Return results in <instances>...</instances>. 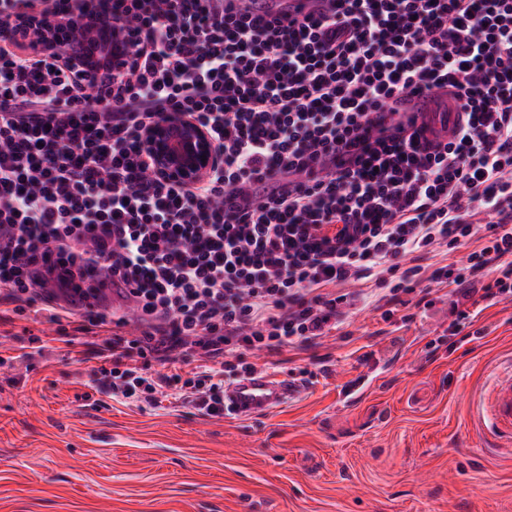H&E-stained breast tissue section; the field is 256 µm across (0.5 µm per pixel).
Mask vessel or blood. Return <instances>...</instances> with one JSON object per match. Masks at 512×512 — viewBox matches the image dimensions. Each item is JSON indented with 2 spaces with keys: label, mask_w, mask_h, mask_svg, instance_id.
<instances>
[{
  "label": "vessel or blood",
  "mask_w": 512,
  "mask_h": 512,
  "mask_svg": "<svg viewBox=\"0 0 512 512\" xmlns=\"http://www.w3.org/2000/svg\"><path fill=\"white\" fill-rule=\"evenodd\" d=\"M243 5L251 17L285 20L325 13L329 0H244ZM297 391L292 381L256 373L225 387L224 407L238 416L268 412L290 402ZM472 413L485 434L501 447H512V359L493 380L489 395L476 400Z\"/></svg>",
  "instance_id": "vessel-or-blood-1"
}]
</instances>
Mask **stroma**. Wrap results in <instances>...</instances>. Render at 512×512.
<instances>
[{"mask_svg": "<svg viewBox=\"0 0 512 512\" xmlns=\"http://www.w3.org/2000/svg\"><path fill=\"white\" fill-rule=\"evenodd\" d=\"M391 320L357 306L320 344L256 357L299 395L270 412L209 417L99 393L90 363L34 309L0 325V512H512V451L472 415L512 357V301L448 341V290ZM356 378L357 399L344 395Z\"/></svg>", "mask_w": 512, "mask_h": 512, "instance_id": "1", "label": "stroma"}]
</instances>
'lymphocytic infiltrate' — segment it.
Listing matches in <instances>:
<instances>
[{
  "label": "lymphocytic infiltrate",
  "instance_id": "f902f5d3",
  "mask_svg": "<svg viewBox=\"0 0 512 512\" xmlns=\"http://www.w3.org/2000/svg\"><path fill=\"white\" fill-rule=\"evenodd\" d=\"M332 2L284 26L234 0H112L134 61L100 85L27 57L37 30L0 39V307L39 301L74 338L103 337L92 373L113 397L217 417L213 360L253 374L255 352L316 342L357 302L387 320L437 283L454 337L469 306L512 301V0ZM443 89L455 137L427 142L398 105ZM167 112L217 144L201 183L167 181L141 149ZM462 247L463 264H422ZM115 277L130 308L105 303ZM175 359L202 366L148 370Z\"/></svg>",
  "mask_w": 512,
  "mask_h": 512
}]
</instances>
